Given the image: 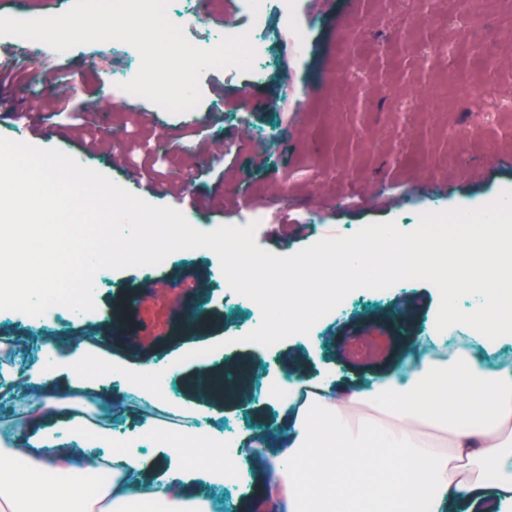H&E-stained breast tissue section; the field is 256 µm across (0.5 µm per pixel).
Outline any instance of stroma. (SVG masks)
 <instances>
[{
    "mask_svg": "<svg viewBox=\"0 0 512 512\" xmlns=\"http://www.w3.org/2000/svg\"><path fill=\"white\" fill-rule=\"evenodd\" d=\"M475 3L482 19L467 41H459L460 17ZM505 4L446 0L437 17L421 21L416 0H300L309 29L302 54L282 42L280 14L269 6L264 75L242 70L230 79L223 70H206L196 110L179 114L126 98L115 86L103 91L104 80L126 67L127 56L108 59L81 44L69 59L53 60L0 36V51L20 58L19 79L0 98V137H15L10 112L36 97L58 99L68 77L79 88L68 110L36 121L27 143L61 149L156 206L181 208L179 193L167 186L184 183L208 202L182 208L200 231L239 223L262 207L268 221L258 225L256 243L285 256L374 222L391 220L409 232L428 209H471L512 189V136L505 134L512 129V72H481L474 49L483 44L512 62V49L504 45ZM359 25L364 39L353 49L349 40ZM424 27L426 42L419 36ZM362 88L371 105L353 124L348 108ZM94 135L105 137L108 149H90ZM356 136L362 144L353 152L349 144ZM259 154L267 160L261 170L251 163ZM439 302L437 289L424 281L403 282L380 298L358 289L345 315L324 316L313 334L291 336L273 348L244 343L240 337L255 313L225 287L217 254L177 251L158 271L106 270L94 313L60 317L51 395L65 399L76 363L69 339L82 336L97 359L99 384L111 389L112 415L97 417L81 402L69 410L96 416L97 427L121 424L136 436L148 420L157 436L166 437L221 415L238 421L241 431L256 425L278 435L283 401L263 400L255 408L257 422L242 420L235 405L208 389V380L234 376L245 360L270 378L295 373L315 380L335 370L349 380L389 372L414 336L436 320ZM210 346L214 359H189V352ZM156 357L179 365L170 398L141 399L109 383L111 364L135 370Z\"/></svg>",
    "mask_w": 512,
    "mask_h": 512,
    "instance_id": "35a3bbf8",
    "label": "stroma"
}]
</instances>
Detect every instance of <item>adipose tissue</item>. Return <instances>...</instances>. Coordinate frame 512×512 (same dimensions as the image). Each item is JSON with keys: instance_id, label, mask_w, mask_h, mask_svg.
Here are the masks:
<instances>
[{"instance_id": "obj_1", "label": "adipose tissue", "mask_w": 512, "mask_h": 512, "mask_svg": "<svg viewBox=\"0 0 512 512\" xmlns=\"http://www.w3.org/2000/svg\"><path fill=\"white\" fill-rule=\"evenodd\" d=\"M418 269L434 275L449 301L390 372L360 384L288 377L286 446L263 454L269 512H512V366L495 352L512 337L511 224H452L412 241L392 225L322 256L307 276L275 277L270 306L287 304L289 329L336 286L370 287L377 278ZM473 302L459 312L455 297ZM384 421H355L361 407ZM35 414L53 423L0 430V512H239L224 484L248 467L263 436L215 448L218 467H187L172 453L161 466L138 451H112L109 432L88 439L50 397ZM496 480L487 483L485 474Z\"/></svg>"}]
</instances>
